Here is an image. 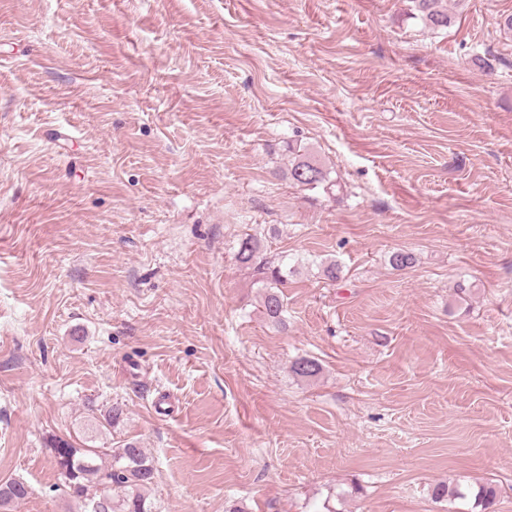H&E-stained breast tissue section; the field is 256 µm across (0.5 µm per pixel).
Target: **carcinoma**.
I'll return each instance as SVG.
<instances>
[{
	"label": "carcinoma",
	"instance_id": "1",
	"mask_svg": "<svg viewBox=\"0 0 512 512\" xmlns=\"http://www.w3.org/2000/svg\"><path fill=\"white\" fill-rule=\"evenodd\" d=\"M419 18L432 29L447 27L451 22L444 0H414ZM288 178L296 185L326 192L333 190L336 181L330 171L308 152L288 146ZM235 258L245 268L253 271L256 284L261 288V307L264 317L272 324L283 323L286 302L283 288L288 282L290 270L283 257H269L262 249V240L246 233L239 243ZM291 372L301 379H311L321 372L318 360L299 357L291 364ZM54 463L63 475L71 496L81 502L83 512H153L147 491L153 484L155 471L143 448L126 442L113 450L89 446H75L72 442L52 439ZM30 487L19 480L0 483V508L9 507L28 497ZM436 500L467 497V494L447 483H437L431 489ZM496 497L490 485L478 486L475 504L480 512H489Z\"/></svg>",
	"mask_w": 512,
	"mask_h": 512
}]
</instances>
